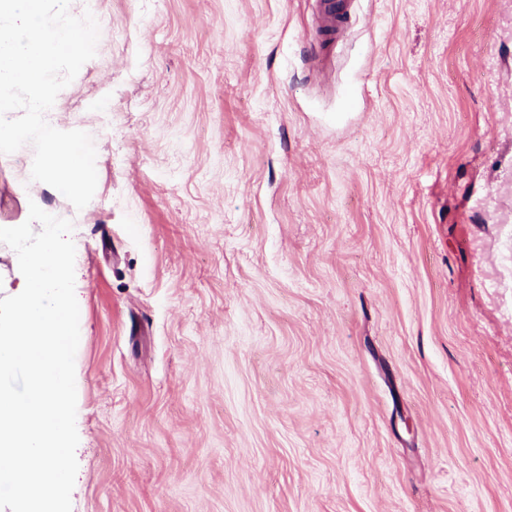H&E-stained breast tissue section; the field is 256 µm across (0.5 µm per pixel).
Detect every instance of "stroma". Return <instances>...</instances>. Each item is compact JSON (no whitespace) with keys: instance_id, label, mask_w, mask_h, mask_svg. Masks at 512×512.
<instances>
[{"instance_id":"stroma-1","label":"stroma","mask_w":512,"mask_h":512,"mask_svg":"<svg viewBox=\"0 0 512 512\" xmlns=\"http://www.w3.org/2000/svg\"><path fill=\"white\" fill-rule=\"evenodd\" d=\"M72 512H512V0H73ZM354 2L355 0H314L319 40L311 45V51L320 53L314 60L327 57L329 50H324L346 31Z\"/></svg>"}]
</instances>
